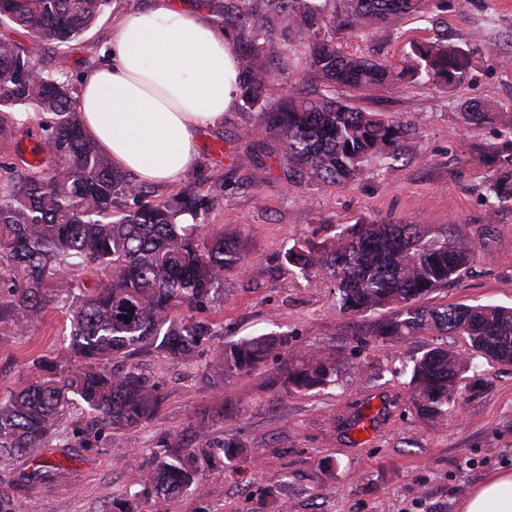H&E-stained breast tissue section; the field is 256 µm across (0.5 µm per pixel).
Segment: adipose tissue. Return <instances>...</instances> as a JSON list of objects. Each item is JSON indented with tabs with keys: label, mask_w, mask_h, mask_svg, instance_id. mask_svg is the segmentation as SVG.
<instances>
[{
	"label": "adipose tissue",
	"mask_w": 512,
	"mask_h": 512,
	"mask_svg": "<svg viewBox=\"0 0 512 512\" xmlns=\"http://www.w3.org/2000/svg\"><path fill=\"white\" fill-rule=\"evenodd\" d=\"M109 55L78 89L85 134L137 181L176 184L197 161L199 132L234 104L239 78L229 38L175 0H151L122 16ZM460 512H512V471L473 488Z\"/></svg>",
	"instance_id": "1"
}]
</instances>
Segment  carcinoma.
Instances as JSON below:
<instances>
[{
  "instance_id": "1",
  "label": "carcinoma",
  "mask_w": 512,
  "mask_h": 512,
  "mask_svg": "<svg viewBox=\"0 0 512 512\" xmlns=\"http://www.w3.org/2000/svg\"><path fill=\"white\" fill-rule=\"evenodd\" d=\"M110 0H0V21L8 20L60 45L81 38ZM438 0H224V19L247 34L238 55L249 108L276 130L288 178L346 186L362 178L375 159L395 158L409 125L380 112L352 105L336 90L366 98L410 77L451 86L471 65L470 51L441 39L414 43L401 70L346 55L337 39L375 29H399L404 19L433 13ZM303 49L322 92L292 87L281 110L264 111L272 75L258 61L263 54L286 56ZM45 116L46 158L15 167L0 166V325L24 331L28 322L64 297L70 300L67 349L74 368L55 373L43 359L23 389L0 398V461H32V477L60 469L42 448L81 404L93 415L95 432L120 437L157 415L162 383L136 367L111 368L120 353L151 348L177 362L191 360L202 344L219 335L215 325L196 317L224 286V271L245 266L240 243L220 226L182 224L196 198L185 192L174 204L148 200L142 187L112 166L87 138L75 107V88L49 74L19 46L0 41V121L25 126L29 113ZM465 120L474 127L492 122L489 105L467 104ZM498 201L512 200V178L489 186ZM120 194L139 198L121 206ZM475 246L467 239L427 238L420 224H353L331 240H302L284 255L304 274L334 282L339 309L353 316L393 311L377 330L387 343H404L424 332L461 334L488 360L512 365V308L445 305L428 308L415 299L448 283L470 263ZM111 276L83 285L87 271ZM186 308L187 313L176 310ZM128 319H123V316ZM288 335L268 333L216 345L214 364L202 374L207 384L228 382L259 370L270 354L287 353L269 380L278 390L307 392L336 381V350L288 349ZM410 395L417 412L441 423L462 404L457 382L467 361L439 345L411 359ZM183 432L163 435L151 469L135 498L203 495L202 475L241 461L239 438L212 435L201 419Z\"/></svg>"
}]
</instances>
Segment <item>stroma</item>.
Segmentation results:
<instances>
[{"label": "stroma", "mask_w": 512, "mask_h": 512, "mask_svg": "<svg viewBox=\"0 0 512 512\" xmlns=\"http://www.w3.org/2000/svg\"><path fill=\"white\" fill-rule=\"evenodd\" d=\"M148 2L111 0L84 37L66 45L11 23L0 25V40L76 85L104 60L121 14ZM459 3L442 0L433 20L373 30L342 44L345 52L392 65L411 43L432 42L444 32L449 44L473 53L453 87L409 80L360 100V107L411 123L397 159L372 161L363 178L347 186L291 183L262 112L238 101L220 125L200 133L198 163L178 184L147 189L149 199L171 203L193 191L200 206L181 223L224 227L243 244L244 269L225 272L223 289L205 311L220 324L224 341L277 331L295 350L335 347V384L273 393L267 381L286 359L281 352L255 373L217 386L202 381L209 349L191 363L147 348L122 354L113 358L114 368L139 366L163 382L165 394L159 413L131 436V456L120 453L107 431L83 447L76 431L91 417L77 408L45 448L60 469L32 478L22 461L0 466V492L15 495L26 512H102L138 490L161 436L202 418L215 436L244 440L247 464L237 473L207 474L203 497L149 502L143 512H458L479 481L512 470V366L488 364L465 337H448L471 368L460 382L462 411L435 424L412 405L402 362L407 352L438 343V336L417 337L405 348L382 343L375 330L386 311L343 313L330 283L307 280L284 261L297 241H321L351 224H421L429 236L477 245L466 269L421 305L512 306V208L498 205L488 191L512 173V0H469L464 9ZM261 66L275 74L265 95V110L273 112L309 64L297 51ZM471 102L493 106L495 122L466 124L462 110ZM67 306L60 301L21 333L0 328V396L25 387L38 359L69 361ZM366 411L375 420L361 433L353 423ZM262 486L271 487L273 497L259 498Z\"/></svg>", "instance_id": "stroma-1"}]
</instances>
